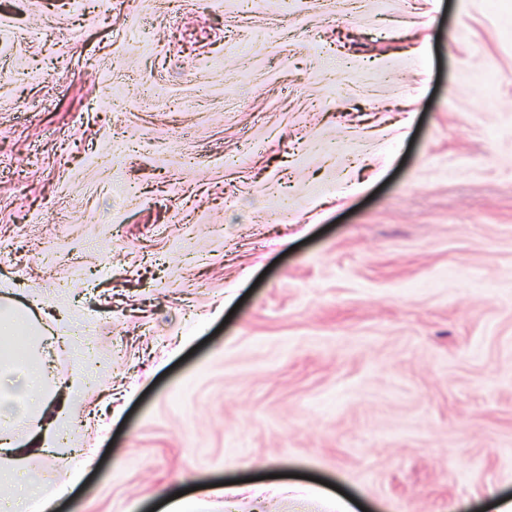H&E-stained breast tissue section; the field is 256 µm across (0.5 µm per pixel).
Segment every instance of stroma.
<instances>
[{
    "mask_svg": "<svg viewBox=\"0 0 512 512\" xmlns=\"http://www.w3.org/2000/svg\"><path fill=\"white\" fill-rule=\"evenodd\" d=\"M4 297L56 512H497L512 0H0Z\"/></svg>",
    "mask_w": 512,
    "mask_h": 512,
    "instance_id": "obj_1",
    "label": "stroma"
}]
</instances>
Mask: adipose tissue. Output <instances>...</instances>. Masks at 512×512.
I'll return each mask as SVG.
<instances>
[{"label":"adipose tissue","mask_w":512,"mask_h":512,"mask_svg":"<svg viewBox=\"0 0 512 512\" xmlns=\"http://www.w3.org/2000/svg\"><path fill=\"white\" fill-rule=\"evenodd\" d=\"M27 322V317L12 306H0V376H12L15 384L8 397H0V456L10 461L8 467L0 469V512H49L65 484L60 481L50 487L27 476L24 449L29 446L51 453L64 427L80 416L73 408L50 415L49 402L40 397L49 387L45 369L10 351V343ZM22 419L33 426L24 443L14 435V425Z\"/></svg>","instance_id":"ef3b65f1"}]
</instances>
